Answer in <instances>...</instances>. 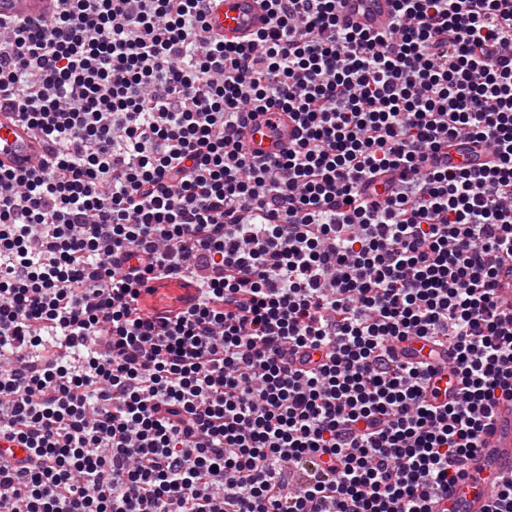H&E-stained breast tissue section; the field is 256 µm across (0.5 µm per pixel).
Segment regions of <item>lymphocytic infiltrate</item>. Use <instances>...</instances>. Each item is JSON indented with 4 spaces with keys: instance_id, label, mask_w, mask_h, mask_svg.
Here are the masks:
<instances>
[{
    "instance_id": "obj_1",
    "label": "lymphocytic infiltrate",
    "mask_w": 512,
    "mask_h": 512,
    "mask_svg": "<svg viewBox=\"0 0 512 512\" xmlns=\"http://www.w3.org/2000/svg\"><path fill=\"white\" fill-rule=\"evenodd\" d=\"M56 2L0 20V110L49 146L0 169V512H428L512 399V0L378 33L265 0L245 45L208 0ZM269 122L274 123L275 128ZM295 133L296 124L288 116V112L279 110L257 112L241 129L240 137L251 155L277 158L288 153ZM392 347L394 356L403 362L424 360L433 364L435 374L431 380V388L438 391V401H451L459 395L456 381L448 379L447 345L440 346L412 336L403 342L392 344Z\"/></svg>"
}]
</instances>
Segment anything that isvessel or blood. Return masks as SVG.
<instances>
[{
	"label": "vessel or blood",
	"instance_id": "vessel-or-blood-1",
	"mask_svg": "<svg viewBox=\"0 0 512 512\" xmlns=\"http://www.w3.org/2000/svg\"><path fill=\"white\" fill-rule=\"evenodd\" d=\"M49 0H0V15L20 18L39 17ZM394 13L393 0H345L341 12L344 22L354 27L382 32L388 29ZM269 15L263 0H210L206 23L211 34L228 41L248 43L264 28ZM296 125L286 112L256 113L241 130L246 150L255 156L277 158L292 145ZM44 145L24 123L12 114L0 113V167L27 169L37 165ZM396 358L411 362H431L435 374L431 386L440 400L458 396V385L448 377V348L412 336L395 343ZM463 478L440 491L432 512H488L490 498L503 473H512V401H500L479 447L463 463Z\"/></svg>",
	"mask_w": 512,
	"mask_h": 512
}]
</instances>
